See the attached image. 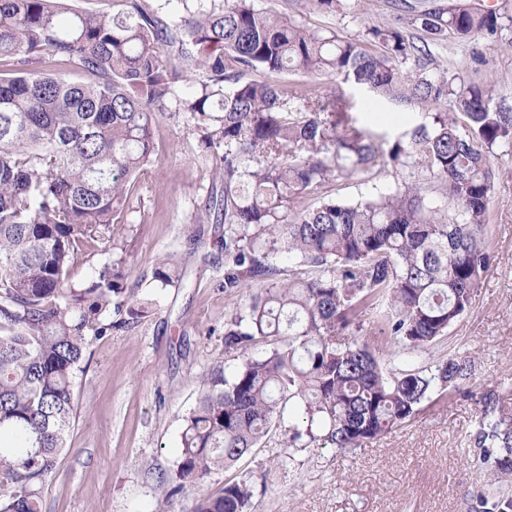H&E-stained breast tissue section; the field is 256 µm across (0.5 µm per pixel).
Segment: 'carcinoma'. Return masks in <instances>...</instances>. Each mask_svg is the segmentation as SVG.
Segmentation results:
<instances>
[{
    "mask_svg": "<svg viewBox=\"0 0 512 512\" xmlns=\"http://www.w3.org/2000/svg\"><path fill=\"white\" fill-rule=\"evenodd\" d=\"M171 23L145 0L112 12L74 0H0V512H42L61 468L74 389L90 336L119 323L106 312L132 302L123 272L101 266L86 288L71 280L82 255L114 244L135 179L155 160L153 127L169 115L181 67L178 40L204 70L201 90L179 99L201 129L212 189L198 221L221 216L224 288L247 299L224 320V351L242 358L228 376L201 374L184 419L182 453L162 500L204 489L218 467L252 453L271 428L288 447L324 441L339 452L412 421L475 375L465 348L432 367L412 357L448 336L497 261L487 233L493 147L512 142V112L495 108L496 84L455 73L430 77L429 53L405 26H372L363 40L312 30L252 0H180ZM407 24L430 40L496 39L512 22L469 0L410 5ZM411 61L414 70L401 64ZM66 65L90 82L55 74ZM340 75L380 96L451 108L393 139L358 124L341 95L248 80L252 71ZM409 170L393 189L355 202L321 198L331 178L387 167ZM437 183L425 201L415 173ZM287 255L282 276L274 258ZM180 279L170 258L154 281ZM372 314L364 323L363 313ZM262 347L260 357L252 350ZM507 393L479 396L468 446L490 481L512 476ZM253 476L204 493L193 512H250ZM478 512H512V496L479 490Z\"/></svg>",
    "mask_w": 512,
    "mask_h": 512,
    "instance_id": "1",
    "label": "carcinoma"
}]
</instances>
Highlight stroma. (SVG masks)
Here are the masks:
<instances>
[{
	"instance_id": "obj_1",
	"label": "stroma",
	"mask_w": 512,
	"mask_h": 512,
	"mask_svg": "<svg viewBox=\"0 0 512 512\" xmlns=\"http://www.w3.org/2000/svg\"><path fill=\"white\" fill-rule=\"evenodd\" d=\"M403 3L341 0L335 13L324 14L306 0H254L255 8L351 40L402 17ZM408 33L416 44H428L429 72L479 70L497 84L495 105L512 108V30L495 44L437 45L419 29ZM251 77L288 90L312 84L324 94L344 92L359 124L386 140L422 120L418 106L376 97L337 75L314 80L291 71H255ZM154 142L157 160L136 181L115 248L78 263L73 273L74 282L86 286L103 263L122 262L130 291L148 312L134 326L90 340L87 367L77 379L69 452L43 491L44 512H192L197 498L187 489L164 503L158 481L179 459L184 418L196 404L201 374L236 365L224 352V321L244 296L222 287L223 225L196 219L212 185L196 121L187 113L162 118ZM490 162L497 177L488 203L489 238L499 262L447 339L415 359L425 366L455 348L470 349L477 393L512 387V147H495ZM400 178L392 169L362 173L329 181L322 193L354 201L388 191ZM162 256L182 270L181 282L157 287L153 274ZM479 413L474 397L427 403L411 422L362 447L341 453L316 443L294 450L284 469L277 462L286 438L277 428L251 456L212 473L207 488L217 492L225 480L251 471L257 476L252 512H472V495L485 483L467 446Z\"/></svg>"
}]
</instances>
